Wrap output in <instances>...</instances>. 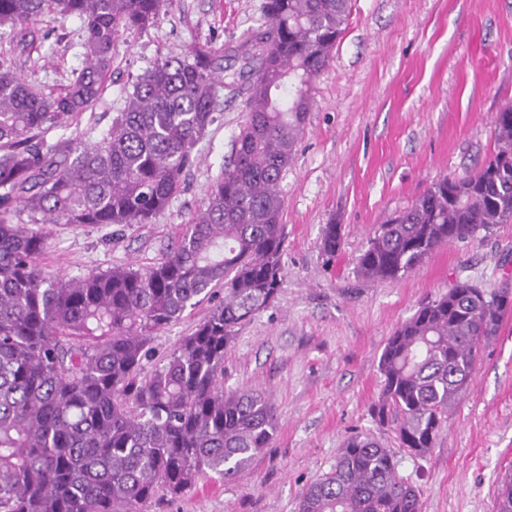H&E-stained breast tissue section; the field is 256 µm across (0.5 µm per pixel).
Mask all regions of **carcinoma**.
Instances as JSON below:
<instances>
[{
    "label": "carcinoma",
    "mask_w": 512,
    "mask_h": 512,
    "mask_svg": "<svg viewBox=\"0 0 512 512\" xmlns=\"http://www.w3.org/2000/svg\"><path fill=\"white\" fill-rule=\"evenodd\" d=\"M164 5L0 0V26L19 28L16 49L29 45L24 25L56 11L82 21L86 57L58 94L0 70V512H151L160 497L176 498L210 473L235 477L275 433L263 392L224 389V355L283 283L280 183L349 0H265L266 21L236 46L199 45L156 62L88 141L80 117L102 100L119 32L154 25ZM220 85L245 96L247 119L207 208L170 251L148 269L46 271L47 235L14 218L152 223L217 121ZM494 127L495 152L478 171L435 181L378 225L358 258L362 278L398 280L436 248L512 222V105ZM53 129L69 135L50 143ZM343 239V225H324L323 252L336 256ZM506 292L488 296L460 282L389 336L371 415L397 424L398 447L416 456L433 448L480 347L498 332ZM205 299L208 317L153 361V335ZM298 512H421V504L416 485L397 474L396 453L361 434L307 487ZM495 512H512L511 471L498 481Z\"/></svg>",
    "instance_id": "cac0c4a2"
}]
</instances>
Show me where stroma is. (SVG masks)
I'll return each instance as SVG.
<instances>
[{"mask_svg":"<svg viewBox=\"0 0 512 512\" xmlns=\"http://www.w3.org/2000/svg\"><path fill=\"white\" fill-rule=\"evenodd\" d=\"M263 3L167 0L153 27L120 33L104 100L82 128H106L126 89L158 60L198 45L235 44ZM30 27L34 40L22 54L14 30L0 27V65L34 88L62 91L84 65L82 22L52 14ZM311 97L281 183L282 286L239 327L224 357L225 388L256 389L272 401L274 439L235 479H200L153 512H297L304 490L351 436L370 432L396 448L393 426L378 427L370 413L382 392L379 359L395 328L457 282L489 294L512 283V222L437 248L400 280L357 274V259L386 216L437 179L463 176L491 157L493 119L512 105V0H350L345 30ZM245 119L242 98H223L182 192L154 223L45 224L43 266L83 276L157 263L206 209L207 189ZM327 224L344 227L332 258L321 249ZM211 307L202 301L155 334V357L172 351ZM397 460L399 476L420 490L422 512H493L497 481L512 471V310L481 347L434 447L422 456L398 451Z\"/></svg>","mask_w":512,"mask_h":512,"instance_id":"35a3bbf8","label":"stroma"}]
</instances>
